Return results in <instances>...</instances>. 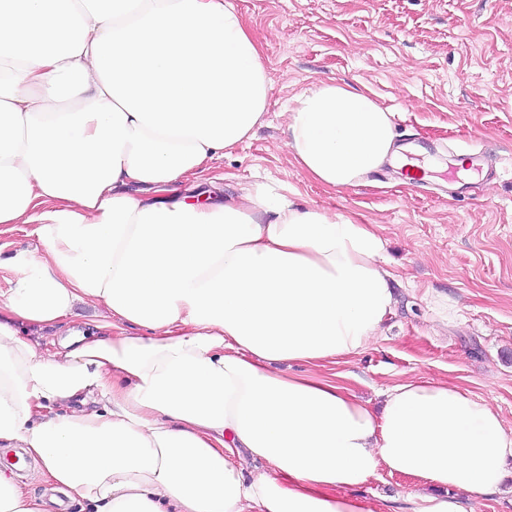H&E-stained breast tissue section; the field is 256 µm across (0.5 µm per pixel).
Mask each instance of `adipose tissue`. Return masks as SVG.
I'll return each mask as SVG.
<instances>
[{"instance_id":"adipose-tissue-1","label":"adipose tissue","mask_w":512,"mask_h":512,"mask_svg":"<svg viewBox=\"0 0 512 512\" xmlns=\"http://www.w3.org/2000/svg\"><path fill=\"white\" fill-rule=\"evenodd\" d=\"M269 90L234 0H0V224L39 240L0 291V447L52 490L2 469L0 512H382L352 494L382 470L424 484L406 512L505 492L512 428L484 398L412 377L377 412L312 373L393 312L378 225L274 180L168 195L253 137ZM281 144L339 190L403 159L391 113L336 83ZM79 302L96 333L31 337Z\"/></svg>"}]
</instances>
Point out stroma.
Returning a JSON list of instances; mask_svg holds the SVG:
<instances>
[{
    "instance_id": "obj_1",
    "label": "stroma",
    "mask_w": 512,
    "mask_h": 512,
    "mask_svg": "<svg viewBox=\"0 0 512 512\" xmlns=\"http://www.w3.org/2000/svg\"><path fill=\"white\" fill-rule=\"evenodd\" d=\"M270 84L255 136L180 187L236 194L258 180L296 187L301 204L377 224L396 275L397 304L363 354L318 375L379 406L414 376L459 385L512 423V164L468 177L459 156L512 157V0H235ZM316 82L369 90L393 112L398 143L423 139L437 169L408 183L387 165L367 184L335 190L307 179L279 149L283 114ZM448 297L438 320L431 297ZM413 479L379 472L355 494L402 512Z\"/></svg>"
}]
</instances>
